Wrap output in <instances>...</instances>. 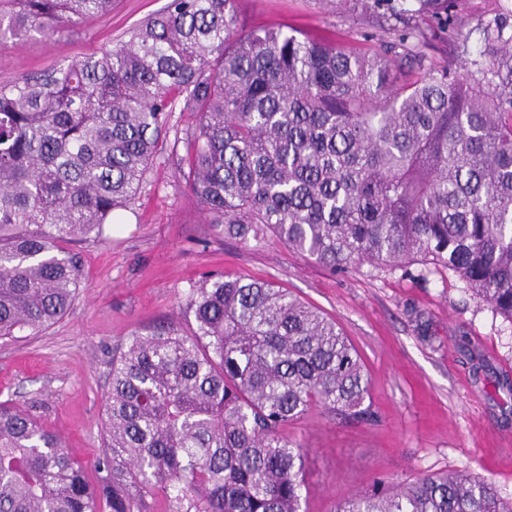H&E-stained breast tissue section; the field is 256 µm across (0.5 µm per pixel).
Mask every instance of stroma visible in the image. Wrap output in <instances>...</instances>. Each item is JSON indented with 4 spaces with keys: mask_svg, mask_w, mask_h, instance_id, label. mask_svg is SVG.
<instances>
[{
    "mask_svg": "<svg viewBox=\"0 0 512 512\" xmlns=\"http://www.w3.org/2000/svg\"><path fill=\"white\" fill-rule=\"evenodd\" d=\"M168 0H114L111 15L58 28L0 50V77L71 64L126 39ZM253 27L287 26L337 46L373 51L384 30L415 26L427 61L459 69L474 59L488 22L512 0H460L423 12L418 0H379L371 13L332 0H237ZM84 279L69 313L36 336L0 340V400H12L92 462L106 443L104 407L112 357L135 330L192 325L190 287L222 272L266 279L319 308L349 337L370 380L372 423L345 424L311 411L289 435L306 448L304 512H333L373 480L465 470L512 498V323L476 298L453 272L362 264L332 272L272 237L246 244L207 224L163 151L131 210L102 237L74 247ZM424 313L422 340L408 308Z\"/></svg>",
    "mask_w": 512,
    "mask_h": 512,
    "instance_id": "1",
    "label": "stroma"
}]
</instances>
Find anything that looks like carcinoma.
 I'll use <instances>...</instances> for the list:
<instances>
[{"label":"carcinoma","mask_w":512,"mask_h":512,"mask_svg":"<svg viewBox=\"0 0 512 512\" xmlns=\"http://www.w3.org/2000/svg\"><path fill=\"white\" fill-rule=\"evenodd\" d=\"M237 0H170L77 63L0 79V339L37 336L83 280L69 245L135 199L178 101V158L208 223L268 230L333 270H449L512 323V24L484 31L472 70L425 65V34L371 54L239 21ZM112 0H0V49L104 17ZM174 322L112 358L107 443L89 468L0 402V512H301L319 410L368 421L370 383L336 322L273 283L216 274ZM334 512H512L462 472L373 482Z\"/></svg>","instance_id":"1"}]
</instances>
